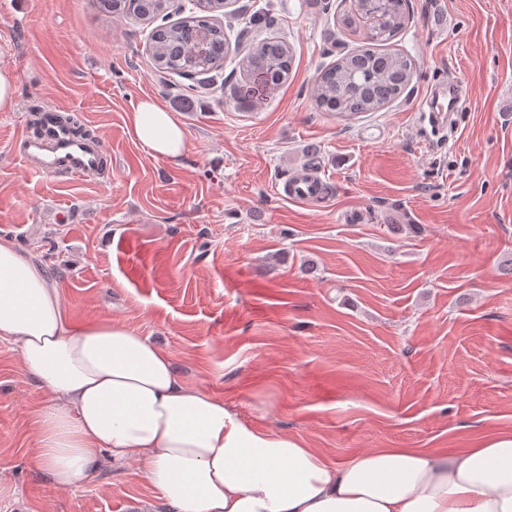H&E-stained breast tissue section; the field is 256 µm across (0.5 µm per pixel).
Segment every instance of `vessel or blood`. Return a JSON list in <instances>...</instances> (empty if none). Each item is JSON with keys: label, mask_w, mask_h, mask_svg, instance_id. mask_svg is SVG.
I'll return each mask as SVG.
<instances>
[{"label": "vessel or blood", "mask_w": 512, "mask_h": 512, "mask_svg": "<svg viewBox=\"0 0 512 512\" xmlns=\"http://www.w3.org/2000/svg\"><path fill=\"white\" fill-rule=\"evenodd\" d=\"M464 103L463 87L459 82H445L427 100V119L432 132H440L448 123L447 115L459 110ZM105 150L92 147L75 138L69 129L47 123L41 137L27 143L28 157L37 159L34 171L38 174L85 178L97 173ZM283 196L289 201L307 205H328L333 188L322 169L315 165L302 166L283 184Z\"/></svg>", "instance_id": "b4317fda"}]
</instances>
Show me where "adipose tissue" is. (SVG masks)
Segmentation results:
<instances>
[{
  "label": "adipose tissue",
  "instance_id": "adipose-tissue-1",
  "mask_svg": "<svg viewBox=\"0 0 512 512\" xmlns=\"http://www.w3.org/2000/svg\"><path fill=\"white\" fill-rule=\"evenodd\" d=\"M128 120L153 155L183 154L181 122L155 101ZM0 339L58 399L38 441L58 488L87 482L106 453L135 463L176 512H512V434L449 455L374 448L329 463L295 437L239 422L150 337L73 323L44 270L4 239Z\"/></svg>",
  "mask_w": 512,
  "mask_h": 512
}]
</instances>
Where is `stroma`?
<instances>
[{
    "label": "stroma",
    "mask_w": 512,
    "mask_h": 512,
    "mask_svg": "<svg viewBox=\"0 0 512 512\" xmlns=\"http://www.w3.org/2000/svg\"><path fill=\"white\" fill-rule=\"evenodd\" d=\"M237 0L286 40L288 81L265 90L224 62V89L163 80L149 23L96 0H0V239L32 256L74 322L125 324L169 352L186 382L245 424L298 438L331 462L373 448L446 454L512 433V0H410L388 45L416 73L377 112L346 119L312 95L328 47L361 46L355 0ZM274 26H267L268 17ZM460 81L450 139L419 121L433 86ZM256 100L247 110L227 94ZM154 98L186 132L154 156L128 114ZM64 108L100 137L110 181L30 174L21 133ZM315 163L328 207L279 194ZM405 215L385 222L388 212ZM56 397L0 340V512H175L131 463L102 455L60 489L37 464L39 417Z\"/></svg>",
    "instance_id": "35a3bbf8"
}]
</instances>
